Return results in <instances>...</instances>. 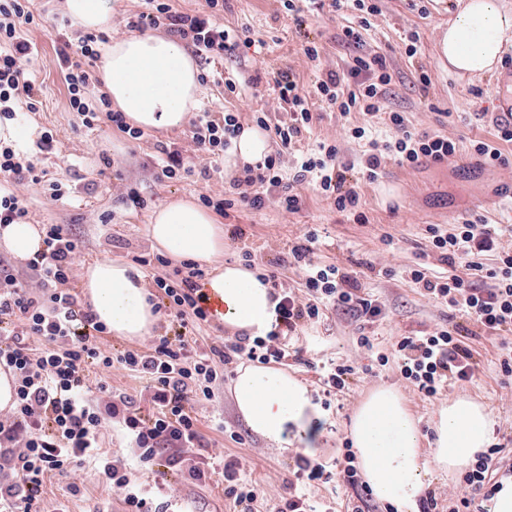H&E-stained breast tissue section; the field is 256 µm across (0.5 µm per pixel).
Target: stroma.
Instances as JSON below:
<instances>
[{
  "label": "stroma",
  "mask_w": 512,
  "mask_h": 512,
  "mask_svg": "<svg viewBox=\"0 0 512 512\" xmlns=\"http://www.w3.org/2000/svg\"><path fill=\"white\" fill-rule=\"evenodd\" d=\"M461 2L429 0L422 10L413 6L412 0H381L379 13L370 16V25L363 30L357 48L340 40L343 28L353 20L352 11L346 8L328 7L312 14L304 0H299L298 13L292 16L279 0H224L223 11L216 16L218 23L243 33L245 40L215 63L199 64V72L214 74L213 80L200 86L199 111L232 112L247 126L254 112L263 110L273 116L281 113L277 95L264 79L267 71L291 68L310 90L317 77L346 71L358 54L380 55L386 58L393 74L383 101L385 111L403 113L412 131H440L464 143L455 160L426 162L415 169L391 162L377 180L359 179L360 203L354 210L336 209L314 185L303 184L295 188L301 197L297 212L285 213L272 204L260 210L241 206L222 218L226 231L224 261L241 262L240 248L249 246L257 255V267L275 274L284 287L293 290L301 289L303 277L290 264L288 247L306 228L320 229L315 262L356 272L367 291L383 305V319L366 329L372 348L358 347L354 324L347 315L334 310L301 336V344L312 349L320 361L353 364L361 375L349 390L327 397L315 369L303 364L288 366V373L305 383L315 401L323 405L321 418L313 421L304 437L295 439L288 449L278 448L249 429L236 405L233 378L225 379L217 402L203 409L200 429L209 448L227 457H243L252 478L261 483L281 485L291 477L300 454L334 466L350 439L356 407L381 386L396 388L415 413L425 466L433 464L438 410L456 398L485 407L489 443L512 441V379L504 378L500 371V338L469 337L468 343L480 362L477 381L449 387L430 401L407 386L395 363L383 366L378 361L379 355L390 354L397 337L451 328L459 321L457 313L430 300L407 275L409 269L422 263L437 275L450 271L448 264L431 251L427 226L454 224L465 218L512 226V205L496 202L494 183L468 149L471 141L491 136L494 78L459 76L442 67L437 57L439 35ZM30 9L34 21L22 31L38 55L25 68L40 90L42 105L22 124L8 125L5 132L24 151L32 150L41 131H51L55 139L53 154L34 158L42 174L41 184L25 189L31 223L72 225L84 242L81 260L85 263L105 258L128 263L133 256L154 252L148 224L156 208L178 196L197 198L230 190L239 168L226 162L205 174L170 180L161 174L157 145L174 142L184 156L196 158L198 150L188 128L149 130L142 140L134 142L109 125L91 130L79 126L69 110L68 90L56 52L65 42L77 40L80 31L66 22L65 0H32ZM413 31L419 32L421 47L411 57L406 53V37ZM310 42L316 43L319 51L313 61L304 54ZM424 70L432 79L426 88L419 82ZM228 77L238 80L236 93L225 92L224 80ZM309 105L313 123L304 147L336 139L340 157L348 164L361 153L360 146L347 139L348 130L368 122L377 128L382 125L381 119L370 120L356 111L344 115L323 107L314 98ZM106 157L111 159V167H104L102 160ZM54 181L65 183L66 195L52 203L43 196L42 187ZM133 193L143 199L142 207L131 203L129 196ZM480 197L487 199V206H476ZM237 227L243 229V239L232 238L231 232ZM221 419L234 424L236 437L218 430ZM222 468V462H214L206 478L200 480L169 474L159 481V491L164 494L175 487H190L214 505L223 506ZM79 483L81 492L74 496L69 492L68 478L56 475L46 480L45 512H98L111 505L123 507L122 495L110 488L105 475L94 465H84Z\"/></svg>",
  "instance_id": "35a3bbf8"
}]
</instances>
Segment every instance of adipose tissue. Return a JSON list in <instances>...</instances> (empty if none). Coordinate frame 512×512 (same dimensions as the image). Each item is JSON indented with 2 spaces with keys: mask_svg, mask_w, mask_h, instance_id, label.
<instances>
[{
  "mask_svg": "<svg viewBox=\"0 0 512 512\" xmlns=\"http://www.w3.org/2000/svg\"><path fill=\"white\" fill-rule=\"evenodd\" d=\"M66 7L78 27H112L107 0H66ZM510 44L512 12L498 0H466L441 32L438 57L458 72L483 76L496 70ZM98 68L114 106L140 129L181 128L198 105L199 70L179 40L151 34L112 37L100 51ZM149 233L167 254L211 265L205 286L223 303L225 325L252 336L270 330L276 312L269 283L243 265H217L224 252V228L209 211L189 198L171 199L153 211ZM81 285L98 321L112 334L130 340L150 334L157 315L133 265L112 259L87 264ZM235 397L249 428L276 445L288 430L304 432L320 416L308 387L273 367L240 369ZM350 433L374 495L401 512H416L429 481L420 462L421 435L404 397L391 387L374 389L354 412ZM487 433L481 406L465 399L443 405L434 442L436 470L467 465L485 447Z\"/></svg>",
  "mask_w": 512,
  "mask_h": 512,
  "instance_id": "adipose-tissue-1",
  "label": "adipose tissue"
}]
</instances>
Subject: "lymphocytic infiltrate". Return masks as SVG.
Wrapping results in <instances>:
<instances>
[{"instance_id": "f902f5d3", "label": "lymphocytic infiltrate", "mask_w": 512, "mask_h": 512, "mask_svg": "<svg viewBox=\"0 0 512 512\" xmlns=\"http://www.w3.org/2000/svg\"><path fill=\"white\" fill-rule=\"evenodd\" d=\"M144 5L130 18L129 27L143 31L167 26L172 34L191 41L201 59L223 54L238 39L211 16L175 11L172 0H144ZM33 20L28 0H0V122L18 119L17 100H24L27 111L38 109L39 90L21 66L35 54L21 34L22 25ZM102 41V36L87 33L74 49L58 52L69 107L85 127L105 123L131 140H141L142 130L113 110L107 96L94 100L88 95L94 76L81 62L97 59ZM273 80L279 101L288 106L287 116L274 121L261 114L256 123L277 145L296 150L294 182H315L338 210L357 207L351 167L341 161L336 141L321 142L306 152L296 149L313 120L306 91L291 71H276ZM391 80L383 58L358 56L346 72L331 71L318 80L315 92L328 108L374 114ZM386 124L391 135L384 141L368 126L351 131L353 139L366 145L360 172L368 180H375L391 160L413 168L425 159L446 161L461 150L459 140L445 134L410 131L403 113H388ZM241 131L235 114L205 112L192 123L190 134L197 148L217 162ZM279 164V155L269 154L245 166L233 184L235 198L214 192L203 196V204L221 216L238 202L256 210L273 202L283 211L297 212L300 197L284 186ZM39 182L34 163L23 152L0 145V226L26 222L29 211L21 188ZM427 232L433 252L454 272L433 276L419 266L408 275L435 302L458 312L463 322L451 329L397 337L393 355H380L379 360L385 364L396 359L408 386L431 399L452 384L477 378L479 363L466 337L512 333V242L503 243L500 225L469 219L450 226L431 224ZM317 241V233L310 230L288 250L303 275L304 298L277 287L275 275H268L277 305L276 321L266 335L218 336L204 351L198 348L197 333L211 316L202 305L205 273L195 262L176 267L161 254L135 256V263L151 271L149 300L163 317L161 334L141 349L109 343L107 327L91 308L79 304L77 259L82 242L66 225H44L43 247L24 270L0 256V367L14 383L10 408L0 410V458L7 459L13 473L11 482L0 483V512H34L49 474L70 476V492L78 494L74 478L89 461L122 494L127 512H150L153 495L145 483L134 480V470L155 477L185 471L203 478L208 443L200 430V411L214 401L225 375L249 362H303L304 351L292 346V337L304 324L320 322L330 309L343 308L362 330L382 316L380 303L363 293L356 273L315 263ZM96 371L131 372L145 379L150 410H143L127 392L92 382L89 375ZM106 426L123 434L122 453L101 447L100 430ZM244 466L238 457L224 461V497L238 512H335L328 502L314 506L298 492V485L338 479L353 491L367 489L350 451L332 470L298 456L294 479L280 492L246 478ZM509 478L512 448L493 444L476 454L453 490L428 491L421 512H438L442 504L447 512H471L477 500H490Z\"/></svg>"}]
</instances>
